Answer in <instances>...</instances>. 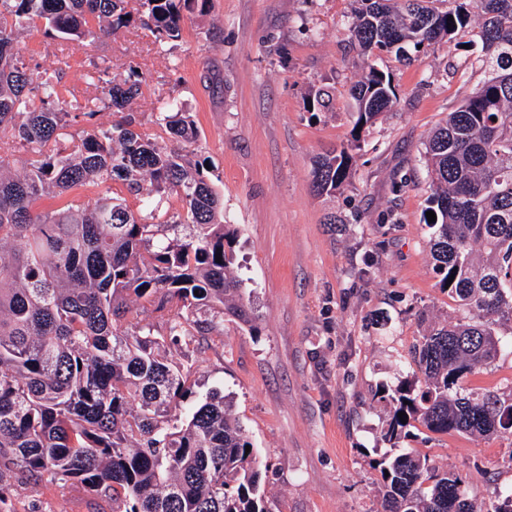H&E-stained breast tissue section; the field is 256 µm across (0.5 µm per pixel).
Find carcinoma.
<instances>
[{"label":"carcinoma","mask_w":512,"mask_h":512,"mask_svg":"<svg viewBox=\"0 0 512 512\" xmlns=\"http://www.w3.org/2000/svg\"><path fill=\"white\" fill-rule=\"evenodd\" d=\"M0 0V512H16L15 472L58 487L82 483L112 498V512H271L251 442L218 389L195 391L171 347L219 331L216 317L251 326L233 268L235 231L199 138L176 98L137 130L136 70L123 80L97 66L100 94L58 108L57 82L15 51L26 28L44 24L58 61L73 45L118 34L133 22L156 39L179 37L184 13L208 0ZM351 39L366 67L350 88L353 140L313 161L314 191L348 179L359 133L390 109V76L372 59L402 44L420 51L469 32L482 45V86L430 136L429 244L440 288L476 317L435 325L411 351L420 376L388 390L395 404L385 440L430 432L512 433V398L465 386L504 343L512 322V0H353ZM453 21H448V18ZM334 95L308 91L309 111ZM120 114L80 137L68 117ZM30 155L22 174L9 155ZM103 187L93 204L40 211L44 196ZM221 262H216V257ZM453 282H448V279ZM151 311L166 334L143 322ZM212 313L204 318L200 312ZM406 413L400 420L398 413ZM385 512H459L463 478L413 451L379 463Z\"/></svg>","instance_id":"1"}]
</instances>
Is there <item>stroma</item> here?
<instances>
[{"label": "stroma", "mask_w": 512, "mask_h": 512, "mask_svg": "<svg viewBox=\"0 0 512 512\" xmlns=\"http://www.w3.org/2000/svg\"><path fill=\"white\" fill-rule=\"evenodd\" d=\"M350 12L351 0H209L205 14H185L173 42L135 24L72 48L62 66L37 27L17 48L79 96L94 65L121 79L137 70L143 131L154 132L167 97L192 113L238 232L234 271L256 321H225L223 335L177 359L200 391L232 398L273 512H383L378 463L396 450L462 475L466 498L490 512L512 494V435L422 428L394 447L383 437L392 405L382 392L410 377L409 349L429 323L465 315L431 264L422 155L434 127L484 81L481 47L460 36L408 64L378 58L397 102L362 132L349 180L320 196L312 163L350 143L348 90L364 67ZM322 85L335 88V105L310 113L305 94ZM467 381L512 393V351ZM14 482L17 512H112L110 498L77 482L59 488L21 473Z\"/></svg>", "instance_id": "35a3bbf8"}]
</instances>
